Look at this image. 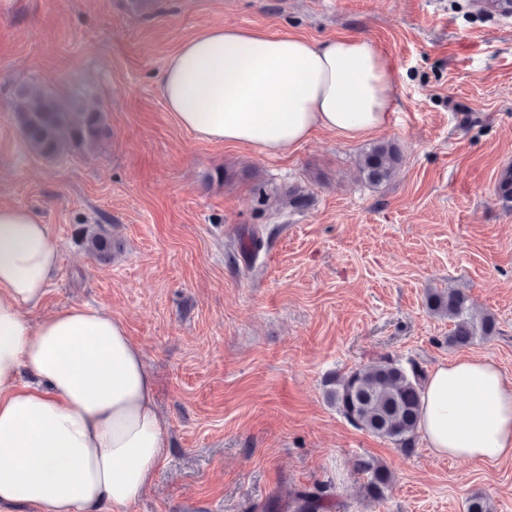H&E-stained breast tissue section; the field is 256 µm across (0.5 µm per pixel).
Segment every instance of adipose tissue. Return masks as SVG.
<instances>
[{
  "instance_id": "ef3b65f1",
  "label": "adipose tissue",
  "mask_w": 512,
  "mask_h": 512,
  "mask_svg": "<svg viewBox=\"0 0 512 512\" xmlns=\"http://www.w3.org/2000/svg\"><path fill=\"white\" fill-rule=\"evenodd\" d=\"M399 83L362 37L316 43L220 25L182 43L161 92L185 129L276 155L317 130H381ZM57 269L49 226L0 204V512H126L168 453L154 380L108 311L30 318ZM422 403L436 455L512 459V383L497 365L477 356L438 365Z\"/></svg>"
}]
</instances>
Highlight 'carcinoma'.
Wrapping results in <instances>:
<instances>
[{
	"instance_id": "carcinoma-1",
	"label": "carcinoma",
	"mask_w": 512,
	"mask_h": 512,
	"mask_svg": "<svg viewBox=\"0 0 512 512\" xmlns=\"http://www.w3.org/2000/svg\"><path fill=\"white\" fill-rule=\"evenodd\" d=\"M12 112L31 149L45 157L57 156L72 144H94L103 121L93 103L69 106L31 86L17 91ZM400 163L397 147L380 142L359 156L357 169L365 181L377 185L391 179ZM82 244L97 258L112 257V236L102 228L84 231ZM426 305L432 315L452 323L448 343L454 346L466 347L498 333L495 318L473 311L468 297L459 291L431 290ZM425 378L417 363L412 361L406 367L397 359L384 357L333 376L327 381L325 395L355 427L392 442L403 454L410 455L420 429ZM356 471L365 477L363 490L374 500L383 498L393 481L392 472L372 460H359ZM333 508L323 487L294 496V512H329Z\"/></svg>"
}]
</instances>
